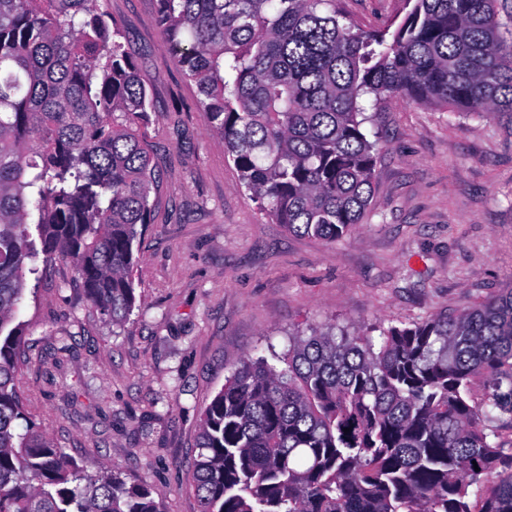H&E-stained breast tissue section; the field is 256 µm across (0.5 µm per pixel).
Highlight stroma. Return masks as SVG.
Here are the masks:
<instances>
[{
  "mask_svg": "<svg viewBox=\"0 0 512 512\" xmlns=\"http://www.w3.org/2000/svg\"><path fill=\"white\" fill-rule=\"evenodd\" d=\"M97 6L121 22L149 92L155 213L123 326L102 320L68 261H41L18 312L15 384L27 416L77 463L153 488L157 512H200L189 484L198 425L238 362L284 352L298 330L401 326L512 287V124L441 103L366 102L378 141L370 205L327 243L260 211L172 59L156 0ZM336 8L356 28L391 31L411 5Z\"/></svg>",
  "mask_w": 512,
  "mask_h": 512,
  "instance_id": "35a3bbf8",
  "label": "stroma"
}]
</instances>
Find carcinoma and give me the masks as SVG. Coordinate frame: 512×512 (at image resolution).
Instances as JSON below:
<instances>
[{"mask_svg": "<svg viewBox=\"0 0 512 512\" xmlns=\"http://www.w3.org/2000/svg\"><path fill=\"white\" fill-rule=\"evenodd\" d=\"M157 2L209 130L291 232L334 242L362 223L377 147L366 95L512 124L497 0H414L383 33L353 31L336 0ZM149 109L135 50L94 0H0V512H157L153 489L67 457L14 384L39 254L73 265L106 322L130 316L158 189ZM507 417L512 288L404 327L298 331L225 379L192 487L200 512H512Z\"/></svg>", "mask_w": 512, "mask_h": 512, "instance_id": "cac0c4a2", "label": "carcinoma"}]
</instances>
